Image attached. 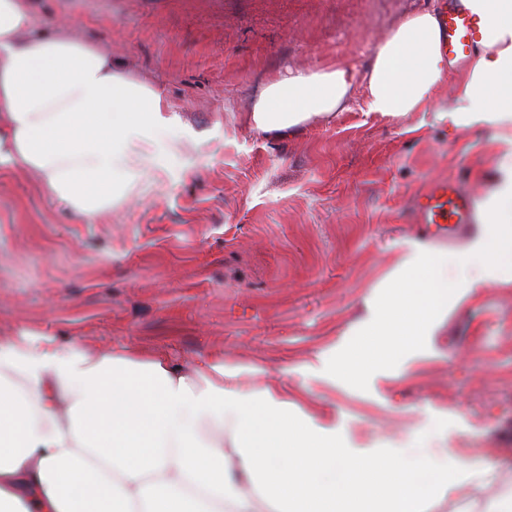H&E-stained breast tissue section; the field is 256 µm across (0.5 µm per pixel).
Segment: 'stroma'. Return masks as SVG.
Returning <instances> with one entry per match:
<instances>
[{"label":"stroma","mask_w":512,"mask_h":512,"mask_svg":"<svg viewBox=\"0 0 512 512\" xmlns=\"http://www.w3.org/2000/svg\"><path fill=\"white\" fill-rule=\"evenodd\" d=\"M437 0H30L35 30L71 26L122 61L178 116L175 146L126 200L77 219L37 176L0 164V336H46L98 352H157L188 369L214 356L244 367V389L280 384L298 412L351 447L431 452L494 469L427 512H460L512 488V284H490L416 337L398 372L359 387L310 370L355 341L413 246L465 256L410 223L437 179L483 199L500 153L491 127L448 118L467 68L422 112L353 109L276 137L249 115L288 72L368 69L375 45Z\"/></svg>","instance_id":"stroma-1"}]
</instances>
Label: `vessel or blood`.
<instances>
[{
  "mask_svg": "<svg viewBox=\"0 0 512 512\" xmlns=\"http://www.w3.org/2000/svg\"><path fill=\"white\" fill-rule=\"evenodd\" d=\"M437 21L445 58L452 64L467 61L479 44L480 35L464 0H441ZM411 215L429 236L450 240L474 222L473 197L458 181L436 180L413 201Z\"/></svg>",
  "mask_w": 512,
  "mask_h": 512,
  "instance_id": "b4317fda",
  "label": "vessel or blood"
}]
</instances>
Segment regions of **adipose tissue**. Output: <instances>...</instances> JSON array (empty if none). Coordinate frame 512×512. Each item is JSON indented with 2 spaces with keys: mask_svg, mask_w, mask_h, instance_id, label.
I'll return each mask as SVG.
<instances>
[{
  "mask_svg": "<svg viewBox=\"0 0 512 512\" xmlns=\"http://www.w3.org/2000/svg\"><path fill=\"white\" fill-rule=\"evenodd\" d=\"M466 5L481 50L449 117L503 130L512 125V0ZM33 26L26 0H0V161L35 173L47 195L90 222L148 166L163 165L172 121L161 94L129 79L111 54ZM447 73L434 14H409L374 49L363 107L421 111ZM353 84L344 67L288 74L262 91L253 125L285 132L347 111ZM497 142L470 273L449 281L446 258L410 251L357 343L318 358L316 374L373 379L379 362L407 359L449 300L512 284V134ZM241 373L220 358L186 371L162 354L0 339V512H424L462 480L489 481L476 465L348 447L335 428L292 415L278 385L243 390Z\"/></svg>",
  "mask_w": 512,
  "mask_h": 512,
  "instance_id": "adipose-tissue-1",
  "label": "adipose tissue"
}]
</instances>
